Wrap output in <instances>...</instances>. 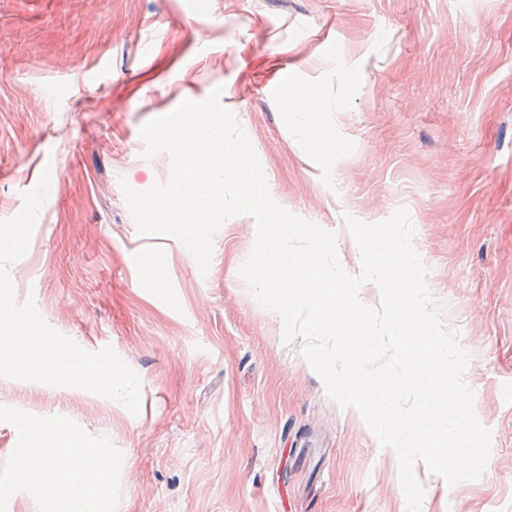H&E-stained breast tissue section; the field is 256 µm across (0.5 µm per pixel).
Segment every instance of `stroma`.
<instances>
[{"instance_id": "stroma-1", "label": "stroma", "mask_w": 512, "mask_h": 512, "mask_svg": "<svg viewBox=\"0 0 512 512\" xmlns=\"http://www.w3.org/2000/svg\"><path fill=\"white\" fill-rule=\"evenodd\" d=\"M0 0V220L49 172L17 303L84 350L112 347L141 409L0 377V512H61L18 484L19 451L69 429L112 463L91 512H407L399 466L339 408L283 319L239 269L257 225L238 216L208 272L171 237H143L122 184L167 181L140 130L187 98L238 87L235 117L280 206L337 235L407 209L413 246L492 432L482 476L415 471L422 512H512V0ZM317 89L336 137L323 158L267 80ZM158 257L157 276L137 256Z\"/></svg>"}]
</instances>
